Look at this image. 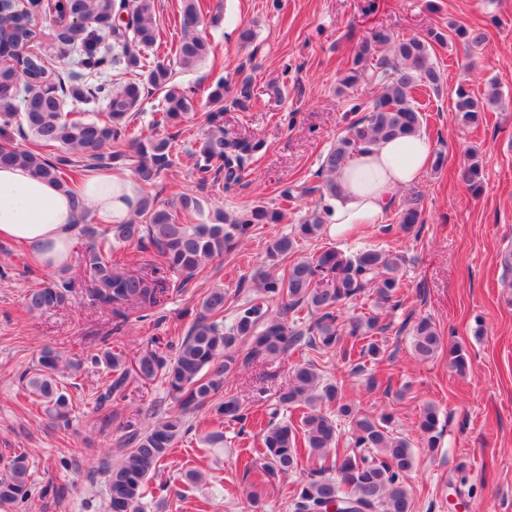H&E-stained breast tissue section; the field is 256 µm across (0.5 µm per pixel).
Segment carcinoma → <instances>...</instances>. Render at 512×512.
<instances>
[{"instance_id":"cac0c4a2","label":"carcinoma","mask_w":512,"mask_h":512,"mask_svg":"<svg viewBox=\"0 0 512 512\" xmlns=\"http://www.w3.org/2000/svg\"><path fill=\"white\" fill-rule=\"evenodd\" d=\"M39 0H26L18 13L0 18V163H17L34 176L73 190L76 179L89 167H128L145 188L138 196L135 217L111 224L98 231L86 227L89 242L77 253V261L90 274L94 288L92 300L112 306L119 317L123 309L152 310L158 294L166 288L171 273L182 276L186 284L208 263L233 252L250 236L257 224H275L281 218L277 210L264 206L243 207L234 214L218 210L201 224H184L185 216L203 212V204L194 194L183 192L166 207L146 188L156 185L173 165V138L151 134L143 139L126 140L129 119L140 110L145 86L163 93L159 117L153 127H166L182 121L194 108L195 90L173 82L170 64L160 59L157 49L163 31L153 18L151 0H56V15L63 21L58 37L67 45H78L80 72L48 75L43 59L24 53V45L33 37ZM129 21L118 22L120 12ZM202 0H182L178 26L182 38L176 50L177 63L191 69L209 53L202 34ZM456 37L464 44L479 46L485 33L459 26ZM112 38V53L101 50V37ZM390 54H382L383 49ZM112 70L129 74L123 83L94 80L92 76ZM375 78L382 91L372 106L349 105V111L363 116L352 121L344 135L320 158L321 184L296 185L282 191L293 201L309 192H319V200H333L340 194L337 176L350 157L368 151L379 141L415 135L425 115L417 93L428 87L440 90L441 74L430 62L427 41L419 37L395 41L384 29L373 30L359 46L350 66L339 82L351 87ZM250 81L241 82L236 95L224 98V80L218 79L210 101L215 109L206 115L207 130L195 153L197 183L206 186L223 181L226 191L239 184L259 145L224 134L226 106L245 107L251 101ZM84 105L101 104L103 117L89 118L83 113L64 112L66 101ZM454 110L469 125L482 121L484 105L470 88L459 84L454 90ZM17 126L20 135L33 138L38 145H60L65 153L49 158L36 149H24L5 136L7 128ZM126 144L124 150L112 147ZM462 178L473 193L482 190L483 168L477 152L470 151ZM329 206L314 211L294 232L268 241L266 257L269 269L253 275L256 297L239 306L229 331H224V287L211 288L199 301V311L185 335L167 343V351L146 347L132 361L106 348L91 358L111 372L109 384L97 401L102 407L126 399L128 381L144 382L160 377L177 406L143 428L127 422L118 426L120 444L125 448L121 460L109 470L106 512H137L146 495L149 481L163 467L172 448L190 428L187 417L203 410L217 420L237 424L255 420L263 445V473L292 472L301 458L313 460L303 472L291 495L292 512H326L334 502L342 506L356 504L359 512H411V498L405 480L414 465L410 442L390 431L391 415L371 417L342 397L334 384L320 385V374L312 359L296 365L288 386L258 417L230 397L217 400L229 375L259 359L277 358L292 348L304 346L318 354L340 352L357 357L353 371H364L365 363L384 353L378 338L383 328L378 318L359 315L341 319L343 306L371 290L376 306L396 301L400 272L406 257L379 248L365 247L351 255L329 247L319 254L294 261L276 273L280 262L296 251L299 241L319 238L327 232ZM134 244L156 257L149 275L127 273L113 259L114 248ZM72 282L57 279L25 295L30 313L65 303ZM281 301L277 316L268 311V302ZM307 309L314 319L306 324L294 315ZM442 348L436 324L421 318L412 327V349L421 360L434 358ZM60 356L46 350L38 365L27 372L26 397H35L55 420L69 421L71 399L60 392L57 381ZM306 407L299 421L280 418L287 409ZM350 426V440L341 442L339 422ZM419 429L425 447H437L440 437L439 411L432 404L423 407ZM31 474L27 456L14 455L8 470L0 475V506L28 501Z\"/></svg>"}]
</instances>
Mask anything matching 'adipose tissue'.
Listing matches in <instances>:
<instances>
[{"instance_id":"ef3b65f1","label":"adipose tissue","mask_w":512,"mask_h":512,"mask_svg":"<svg viewBox=\"0 0 512 512\" xmlns=\"http://www.w3.org/2000/svg\"><path fill=\"white\" fill-rule=\"evenodd\" d=\"M431 162V141L423 133L386 140L354 156L338 178L341 193L332 202L330 223L340 233L356 224L382 223L398 192L417 182ZM78 199L107 226L127 218L136 196L130 180L109 169H87L73 194L21 165H1L0 241L21 245L45 270L68 266L78 235Z\"/></svg>"}]
</instances>
